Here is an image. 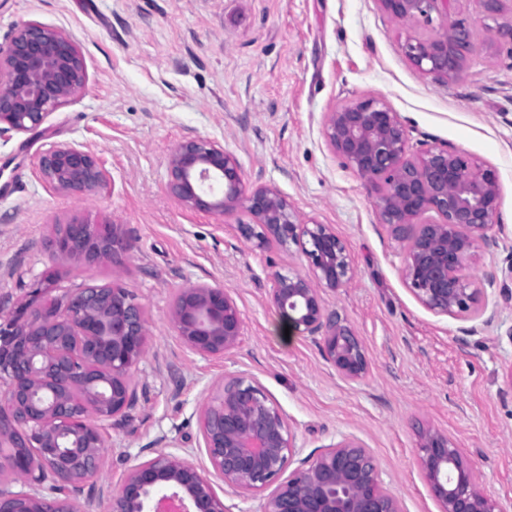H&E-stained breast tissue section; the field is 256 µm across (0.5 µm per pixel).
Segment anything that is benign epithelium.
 I'll use <instances>...</instances> for the list:
<instances>
[{"instance_id": "7a95c632", "label": "benign epithelium", "mask_w": 512, "mask_h": 512, "mask_svg": "<svg viewBox=\"0 0 512 512\" xmlns=\"http://www.w3.org/2000/svg\"><path fill=\"white\" fill-rule=\"evenodd\" d=\"M398 20L441 31L407 39L405 53L422 73L450 82L463 69L479 32L448 20L458 0H379ZM512 57V22L488 28ZM83 57L63 31L37 22L0 45V139L38 129L86 84ZM335 155L364 182L380 220L404 253L402 276L415 299L437 316L490 325L488 294L464 275L486 244L500 207L497 171L467 154L428 146L410 152L406 129L382 100L368 97L325 115ZM35 168L54 193L90 195L110 179L94 154L53 144ZM167 190L183 208L252 222L236 224L257 249L299 246L311 275L275 274L269 306L294 332L321 348L336 374L358 381L370 365L362 339L328 311L324 295L352 285L355 267L329 224L303 222L274 187L246 188L236 157L218 142L183 139L167 160ZM62 263L122 265L134 239L122 224L63 225L45 242ZM25 302L0 323V512H82L85 488L103 466L105 429L126 424L136 405L133 370L146 352L145 308L126 288L78 287L55 294L39 276ZM168 321L181 343L222 358L241 343L243 321L224 288L197 283L179 291ZM199 432L212 470L239 495L263 497L262 512H401L383 486L375 458L354 437L324 447L293 466L296 443L285 415L258 383L233 376L199 409ZM117 488L99 493L100 512H232L193 454L162 436L145 449ZM422 475L441 512H508L482 489L470 460L446 435L418 434Z\"/></svg>"}]
</instances>
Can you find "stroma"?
Returning a JSON list of instances; mask_svg holds the SVG:
<instances>
[{"label": "stroma", "instance_id": "35a3bbf8", "mask_svg": "<svg viewBox=\"0 0 512 512\" xmlns=\"http://www.w3.org/2000/svg\"><path fill=\"white\" fill-rule=\"evenodd\" d=\"M454 18L480 40L444 83L404 52L417 26L379 0H0V44L29 22L57 28L79 46L87 75L83 92L39 129L0 140V319L25 300L33 277L52 274L61 292L121 283L148 320L132 421L108 430L99 487L115 488L162 436L207 465L198 408L214 383L244 376L284 413L297 460L356 437L402 512H439L418 464L427 427L448 435L487 492L512 504V300L468 336L466 320L426 310L403 283L400 244L324 128L335 105L376 97L397 112L411 145L457 149L495 168L499 211L465 273L502 274L512 265V60L491 40L479 0H458ZM189 135L224 145L246 186L277 188L300 219L332 225L344 240L357 278L325 299L361 336L365 378L342 380L268 306L275 273L310 274L299 246L256 249L234 230L250 222L245 210L225 219L168 194V156ZM65 143L97 156L108 184L89 196L49 191L34 161ZM75 220L124 225L133 256L122 267L60 263L44 243ZM196 283L223 286L241 311L242 341L226 358L192 352L168 323L178 291Z\"/></svg>", "mask_w": 512, "mask_h": 512}]
</instances>
